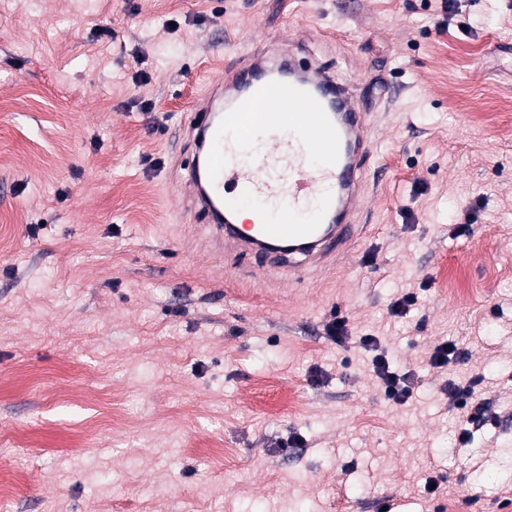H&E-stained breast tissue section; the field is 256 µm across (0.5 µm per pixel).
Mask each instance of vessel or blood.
<instances>
[{"instance_id":"b4317fda","label":"vessel or blood","mask_w":512,"mask_h":512,"mask_svg":"<svg viewBox=\"0 0 512 512\" xmlns=\"http://www.w3.org/2000/svg\"><path fill=\"white\" fill-rule=\"evenodd\" d=\"M193 150L187 173L191 209L240 253L289 271L328 267L352 253L365 232L351 217L365 194L358 176L375 144L367 115L327 71L259 52L225 68L189 114ZM277 151L279 175L242 165L255 142ZM287 197L286 205L243 224L246 203Z\"/></svg>"}]
</instances>
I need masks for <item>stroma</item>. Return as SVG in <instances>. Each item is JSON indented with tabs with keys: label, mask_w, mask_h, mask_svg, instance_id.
<instances>
[{
	"label": "stroma",
	"mask_w": 512,
	"mask_h": 512,
	"mask_svg": "<svg viewBox=\"0 0 512 512\" xmlns=\"http://www.w3.org/2000/svg\"><path fill=\"white\" fill-rule=\"evenodd\" d=\"M271 42L350 84L378 137L369 234L285 281L211 250L171 169L199 59L217 77ZM365 335L415 371L405 405ZM444 338L468 357L443 373ZM478 375L464 444L444 387ZM510 499L512 0H0V512ZM464 354L459 343L453 339L445 340L435 345L428 356V364L432 368L447 369L456 363Z\"/></svg>",
	"instance_id": "stroma-1"
}]
</instances>
